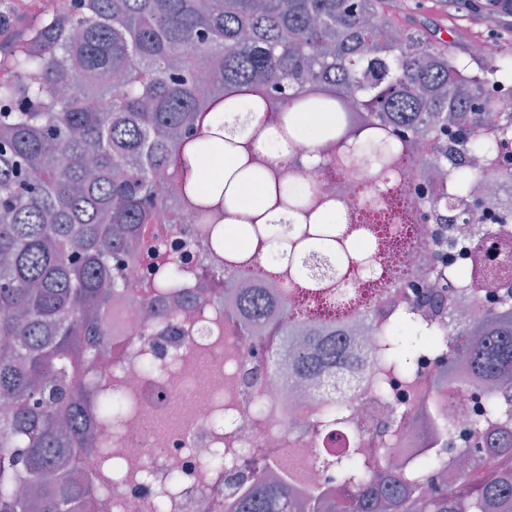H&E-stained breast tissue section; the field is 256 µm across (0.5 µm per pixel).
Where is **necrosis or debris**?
<instances>
[{
  "label": "necrosis or debris",
  "mask_w": 512,
  "mask_h": 512,
  "mask_svg": "<svg viewBox=\"0 0 512 512\" xmlns=\"http://www.w3.org/2000/svg\"><path fill=\"white\" fill-rule=\"evenodd\" d=\"M166 307L182 331L160 325L142 307L126 308L112 329V379L133 401L112 428L101 430L99 446L112 455V482L99 488V512H235L253 488V476L280 492L301 494L277 482V468L298 462L307 482L322 481L323 468L311 452L332 455L336 440L314 435L321 422L323 384L269 375L252 352L258 339L224 318V303L203 309L181 296ZM224 319L215 335L212 317ZM155 346L159 371L139 369L143 346ZM418 386L396 384L388 396L356 390L349 400L353 438L372 455L388 454L415 465L433 445L460 437L474 416L471 401L448 404V389L432 359L416 364ZM445 418L430 423L427 413Z\"/></svg>",
  "instance_id": "1"
}]
</instances>
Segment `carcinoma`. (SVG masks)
Listing matches in <instances>:
<instances>
[{
  "label": "carcinoma",
  "mask_w": 512,
  "mask_h": 512,
  "mask_svg": "<svg viewBox=\"0 0 512 512\" xmlns=\"http://www.w3.org/2000/svg\"><path fill=\"white\" fill-rule=\"evenodd\" d=\"M383 0H70L16 43H0V512H93L84 459L131 400L99 364L112 318L210 268L167 250L161 226H206L200 252L224 258L230 317L268 334L267 369L325 382L322 428L347 421L345 391L384 396L417 384L436 357L448 403L472 390L480 414L463 448L406 469L362 448L323 460L327 490L282 500L259 482L238 512H507L512 506V289L469 288L468 270L430 260L475 322L393 317L374 301L405 294L395 242L409 224H512V110L488 113L512 59L481 77L396 23ZM332 121L306 145L294 111ZM271 161L249 163L256 148ZM425 153V167L414 164ZM233 165L206 180L211 155ZM344 165L370 177L328 186ZM307 171L296 185L293 172ZM262 189L242 209L240 191ZM355 322L380 336L369 361L341 351Z\"/></svg>",
  "instance_id": "1"
}]
</instances>
